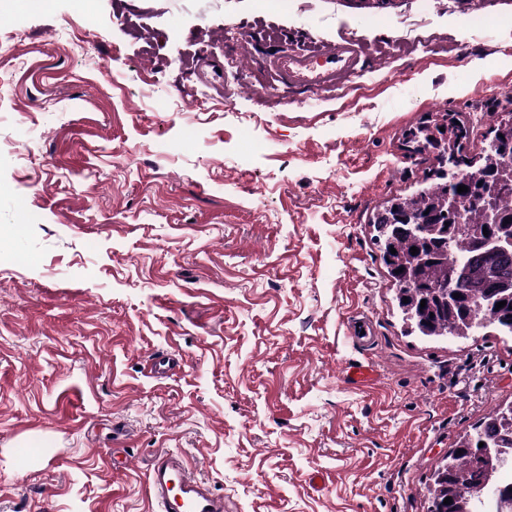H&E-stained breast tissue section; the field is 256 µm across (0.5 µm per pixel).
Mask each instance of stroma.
I'll return each instance as SVG.
<instances>
[{
  "label": "stroma",
  "instance_id": "obj_1",
  "mask_svg": "<svg viewBox=\"0 0 512 512\" xmlns=\"http://www.w3.org/2000/svg\"><path fill=\"white\" fill-rule=\"evenodd\" d=\"M95 9L0 15V512H153L158 451L225 512H428L512 337L406 334L373 219L435 181L409 129L457 113L470 156L512 116V0ZM346 41L372 66L330 90L266 66Z\"/></svg>",
  "mask_w": 512,
  "mask_h": 512
}]
</instances>
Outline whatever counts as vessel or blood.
Listing matches in <instances>:
<instances>
[{"label": "vessel or blood", "mask_w": 512, "mask_h": 512, "mask_svg": "<svg viewBox=\"0 0 512 512\" xmlns=\"http://www.w3.org/2000/svg\"><path fill=\"white\" fill-rule=\"evenodd\" d=\"M270 67L285 89L316 93L357 73L362 65L356 45L349 42L316 53L286 51L271 60ZM146 493L160 512H224L223 498L214 495L180 456L168 452L155 456Z\"/></svg>", "instance_id": "vessel-or-blood-1"}]
</instances>
